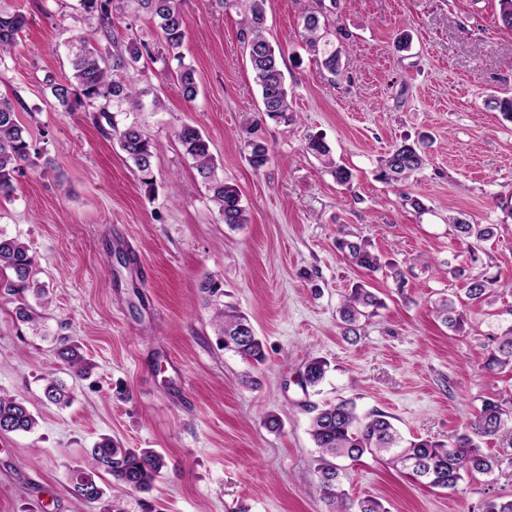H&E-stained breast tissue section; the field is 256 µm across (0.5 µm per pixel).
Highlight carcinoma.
Listing matches in <instances>:
<instances>
[{"instance_id": "cac0c4a2", "label": "carcinoma", "mask_w": 512, "mask_h": 512, "mask_svg": "<svg viewBox=\"0 0 512 512\" xmlns=\"http://www.w3.org/2000/svg\"><path fill=\"white\" fill-rule=\"evenodd\" d=\"M125 0H80L85 13L96 15L104 35H109L112 12L124 8ZM244 6L241 32L243 49L250 62L256 84L261 91L262 109L259 115L273 120H288L291 103L285 76L281 68V53L276 51L265 34L266 0H233ZM160 32L158 55L167 63L177 62L175 76L179 91L186 101L198 96L195 69L185 63V17L182 0H138ZM322 12L306 8L302 12L306 44L313 50H322V65L331 74L341 67L340 52L330 46V41L321 33ZM25 16L20 12H0V64L11 56L18 44V34L25 26ZM143 56L142 46L130 40L124 48L116 49L111 55H103L88 36H82L72 50V79L67 82L48 80L52 97L67 112L96 110V119L105 120L110 128L109 135L116 139L120 150L132 165V171L140 183L153 182V159L157 144L146 136L136 125L118 127L110 115L108 106L112 103L142 106L141 99L146 91L139 89L127 78V72L135 68ZM16 103L18 99L0 95V198L9 200L14 193L15 174L23 166L32 165L40 157L26 128L20 123ZM485 104L500 112L503 118L512 122V93L506 91L491 95ZM184 155L192 161L193 168L211 192V201L224 223L236 229L249 219L241 204L240 192L236 186L218 177L217 166L211 152V141L195 126L185 123L175 131ZM428 137L418 140L405 138L387 155L381 157L376 169V178L385 183H405L425 163L424 149ZM247 161L259 170L269 162V149L258 138L247 141ZM307 151L316 155L330 169L336 183L347 186L352 172L336 164L330 155V148L320 137H311L306 144ZM454 229L477 240H488L495 235L494 224H471L461 217L449 218ZM337 246L349 265L375 273L386 267L393 279L402 287L405 283L403 271L395 264H383L382 257L375 253L369 241L363 238H339ZM35 256L29 246L15 237L0 232V273L10 272L5 287L15 293L31 291L42 298L46 296L44 285L34 279ZM201 293L209 298L224 295L223 283L211 276L204 277L198 285ZM496 288V280L487 276L470 279L467 298L476 305L485 303L488 295ZM380 306L378 298L367 288L357 285L344 296L340 319L348 325L346 332L354 331L353 325L360 318L375 315ZM433 312L450 329H458L463 316L456 312L453 302L443 298L433 303ZM16 317L23 323H33L43 318V313L21 299L16 307ZM213 321L222 340L224 349L233 351L244 359L261 362L264 360L263 344L255 333H246L251 326L249 319L230 307L217 308ZM493 346L489 349L484 368L490 372L512 370V324L501 334L491 336ZM59 357L66 370L75 378L88 376L92 364L76 345L60 350ZM330 368L329 362L320 357L309 359L305 365L303 389L318 387ZM44 396L47 401L66 406L72 393L66 384L57 378L46 379ZM37 420L28 407L16 397L0 394V432H32ZM501 432L512 433V397L486 399L473 415L469 424L456 432L448 441L427 439L404 440L389 420L381 413L363 416L356 411L350 399L328 404L311 419L309 434L317 448L315 472L321 501L325 512H385L382 503L373 497L353 499L343 488L346 475L343 461L357 462L365 456L399 465L409 471L415 480L430 488L454 491L464 478L476 475L491 476L502 470L503 465L512 466V458L506 460L492 457L483 452L479 440L496 436ZM164 467L163 457L150 448H124L120 443L104 438L90 449L87 455V470L76 477L73 493L92 509L102 508L112 512V506L104 504L105 489L97 478L100 473L111 475L119 483L135 490H148Z\"/></svg>"}]
</instances>
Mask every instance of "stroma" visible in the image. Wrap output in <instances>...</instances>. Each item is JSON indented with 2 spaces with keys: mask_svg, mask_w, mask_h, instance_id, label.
<instances>
[{
  "mask_svg": "<svg viewBox=\"0 0 512 512\" xmlns=\"http://www.w3.org/2000/svg\"><path fill=\"white\" fill-rule=\"evenodd\" d=\"M0 9L26 17L0 66V94L20 99L19 120L44 157L0 202V231L31 245L50 298L33 326L18 321L16 298L0 287V392L23 398L38 420L33 433H0V512H90L73 481L105 437L164 458L146 492L103 477L121 512H324L308 434L316 407L351 399L359 412L391 416L405 438L442 441L483 400L512 393L511 372L483 368L490 333L512 322V293L501 290L512 283V122L484 105L512 91V29L499 20V0H324L342 49L337 76L304 42L300 0H267L268 37L283 52L292 96L285 123L258 117L242 9L184 0L196 100L145 57L132 76L162 108L147 102L115 115L158 146L150 186L92 113L63 111L46 86L70 78L68 47L97 30L96 18L78 0H0ZM403 31L412 42L399 51L393 40ZM130 40L159 47L137 0L113 13L99 44ZM184 123L210 139L219 175L239 189L244 228L224 224L184 156L174 136ZM253 127L270 150L258 171L246 160ZM421 133L434 142L414 178L402 188L377 180L379 157ZM312 136L352 171L350 185L306 151ZM405 192L423 210L405 205ZM458 213L496 225L495 236L457 237L448 218ZM344 231L397 263L405 285L386 269L350 267L336 246ZM425 258L497 277L501 287L491 304H471L467 280L425 270ZM208 275L223 281L225 304L249 317L264 362L220 343L198 290ZM359 282L382 306L348 334L338 308ZM443 295L463 315L460 330L432 311ZM64 338L92 363L88 377L66 371ZM312 357L330 372L306 391L297 378ZM49 376L72 387L69 407L45 401ZM267 414L280 418V431L266 429ZM344 488L387 512H482L485 501L512 497V467L450 492L366 457L348 465Z\"/></svg>",
  "mask_w": 512,
  "mask_h": 512,
  "instance_id": "1",
  "label": "stroma"
}]
</instances>
